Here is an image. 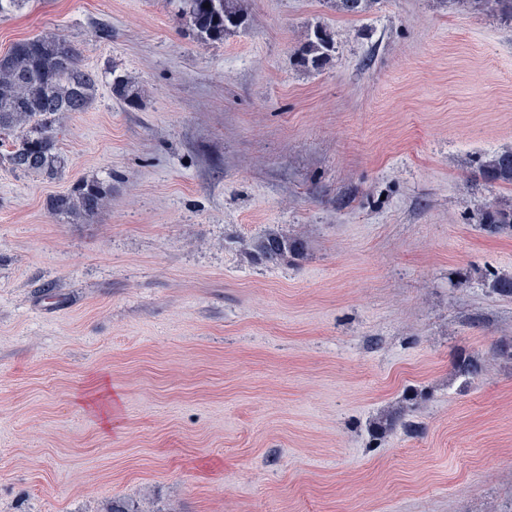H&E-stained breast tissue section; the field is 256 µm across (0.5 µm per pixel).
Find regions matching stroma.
I'll use <instances>...</instances> for the list:
<instances>
[{
  "mask_svg": "<svg viewBox=\"0 0 512 512\" xmlns=\"http://www.w3.org/2000/svg\"><path fill=\"white\" fill-rule=\"evenodd\" d=\"M30 0L98 78L50 180L0 162V512H512V19L468 0ZM331 51L304 66L308 33ZM132 77L139 98L112 92ZM90 221L49 213L85 179ZM276 233L298 253L260 260ZM486 369L472 383L460 358ZM182 4L184 20L202 43L222 42L224 35L242 23L234 0H183ZM482 168L489 180L512 185V150L495 153L483 162ZM111 190L97 180L74 185L67 193L50 197L47 207L73 223L86 221L109 203ZM485 231L490 234L498 233L505 228H512V209L498 208L493 204H484L481 213Z\"/></svg>",
  "mask_w": 512,
  "mask_h": 512,
  "instance_id": "obj_1",
  "label": "stroma"
}]
</instances>
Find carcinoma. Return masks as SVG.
<instances>
[{
  "instance_id": "obj_1",
  "label": "carcinoma",
  "mask_w": 512,
  "mask_h": 512,
  "mask_svg": "<svg viewBox=\"0 0 512 512\" xmlns=\"http://www.w3.org/2000/svg\"><path fill=\"white\" fill-rule=\"evenodd\" d=\"M477 10L512 17V0H470ZM184 20L202 43L224 41V35L242 24L234 0H182ZM329 38L315 32L302 50V61L319 65L330 51ZM97 92L95 74L85 69L79 49L65 36L47 32L20 40L0 55V132L20 131L9 145L0 142V160L19 173H38L54 179L61 171L55 124L65 112H84ZM112 92L133 104L137 89L124 76L113 78ZM485 176L512 185V150L497 152L482 164ZM111 190L97 180H86L68 192L55 195L48 209L74 223L94 216L109 203ZM485 231L495 234L512 228V209L493 204L482 206ZM294 248L288 238L269 236L256 245L257 255L267 261L288 257ZM488 288L494 294L512 297V274H492ZM482 364L476 359L459 363L458 377L467 381L480 376Z\"/></svg>"
}]
</instances>
